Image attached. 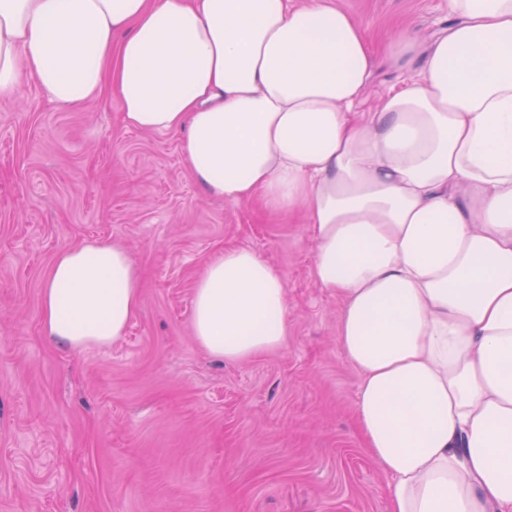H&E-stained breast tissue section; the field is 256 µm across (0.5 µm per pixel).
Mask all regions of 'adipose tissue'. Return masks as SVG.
Wrapping results in <instances>:
<instances>
[{"mask_svg": "<svg viewBox=\"0 0 512 512\" xmlns=\"http://www.w3.org/2000/svg\"><path fill=\"white\" fill-rule=\"evenodd\" d=\"M420 77L360 111L378 56L332 0H0V96L109 98L181 134L211 195L303 212L316 284L342 300L356 420L388 512H512V0H448ZM124 247L60 250L41 292L57 345L104 346L140 307ZM193 336L229 362L280 350L284 281L227 249L196 281Z\"/></svg>", "mask_w": 512, "mask_h": 512, "instance_id": "adipose-tissue-1", "label": "adipose tissue"}]
</instances>
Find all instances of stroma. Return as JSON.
Listing matches in <instances>:
<instances>
[{"label": "stroma", "mask_w": 512, "mask_h": 512, "mask_svg": "<svg viewBox=\"0 0 512 512\" xmlns=\"http://www.w3.org/2000/svg\"><path fill=\"white\" fill-rule=\"evenodd\" d=\"M333 2L377 49L454 22L448 0ZM420 69L381 59L367 102ZM94 241L130 253L140 311L110 345L62 348L41 289L58 251ZM232 248L277 269L288 310L284 347L241 363L191 328L196 280ZM315 252L299 213L208 194L179 135L127 128L112 100L63 109L33 84L0 97V512H388Z\"/></svg>", "instance_id": "35a3bbf8"}]
</instances>
